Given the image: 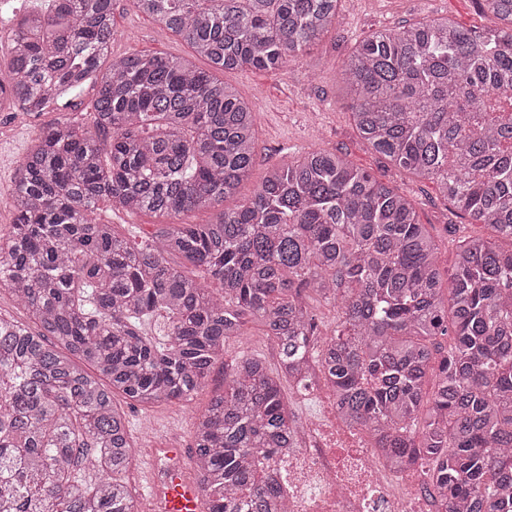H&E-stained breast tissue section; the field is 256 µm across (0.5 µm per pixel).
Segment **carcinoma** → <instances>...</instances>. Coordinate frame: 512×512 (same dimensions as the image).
I'll return each instance as SVG.
<instances>
[{"instance_id":"1","label":"carcinoma","mask_w":512,"mask_h":512,"mask_svg":"<svg viewBox=\"0 0 512 512\" xmlns=\"http://www.w3.org/2000/svg\"><path fill=\"white\" fill-rule=\"evenodd\" d=\"M478 2L493 20L481 31L449 17L385 26L341 64L367 148L493 231L459 246L447 296L414 205L342 154L290 159L222 207L255 165L256 130L216 73L301 57L339 0H132L208 70L148 54L101 69L113 0H48L17 19L0 103L40 116L91 88L94 112L40 130L0 231V291L29 318L0 316V512H139L115 396L191 400L250 322L276 341L280 371L239 357L196 419L207 512H288L258 459L290 447L282 382L304 388L317 371L392 469L428 465L437 512H512V0ZM101 202L216 213L135 248ZM308 292L338 304L332 336H318ZM157 317L168 330L152 336Z\"/></svg>"}]
</instances>
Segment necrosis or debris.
<instances>
[{
	"instance_id": "necrosis-or-debris-1",
	"label": "necrosis or debris",
	"mask_w": 512,
	"mask_h": 512,
	"mask_svg": "<svg viewBox=\"0 0 512 512\" xmlns=\"http://www.w3.org/2000/svg\"><path fill=\"white\" fill-rule=\"evenodd\" d=\"M312 397L315 412L290 447L264 461L288 512H433L423 467L390 470L366 433L340 419L328 385Z\"/></svg>"
}]
</instances>
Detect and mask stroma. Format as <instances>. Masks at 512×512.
I'll list each match as a JSON object with an SVG mask.
<instances>
[{
    "mask_svg": "<svg viewBox=\"0 0 512 512\" xmlns=\"http://www.w3.org/2000/svg\"><path fill=\"white\" fill-rule=\"evenodd\" d=\"M118 32L112 44L116 56L159 53L190 57L191 47L164 30L158 22L137 12L131 0H114ZM340 20L308 54L277 71H227L223 79L252 102L257 129L256 165L237 194L225 200L227 208L242 205L262 181L267 168L288 157L322 148L342 151L358 167L370 171L379 181L406 195L414 204L420 223L430 229L438 246L443 277H450L456 248L471 236H489L490 230L459 216L433 184L412 179L367 149L356 132L339 84L343 58L371 32L398 23L424 18L450 17L469 28H483L488 18L476 0H341ZM92 112L93 93L85 91L76 105H57L54 111L35 118L27 113L0 112V229L13 220L10 197L14 176L39 130L73 111ZM101 218L130 245H138L156 230L157 217L111 212L100 205ZM260 357L270 369L278 367L276 344L260 327L247 325L240 340L226 344L222 360L213 366L209 388L188 402H159L140 405L118 399L129 420L133 461L126 479L138 501L145 503L152 464L148 449L172 444L183 448L181 467L193 469V422L206 408L212 390L224 385V367L239 355Z\"/></svg>",
    "mask_w": 512,
    "mask_h": 512,
    "instance_id": "stroma-1",
    "label": "stroma"
}]
</instances>
